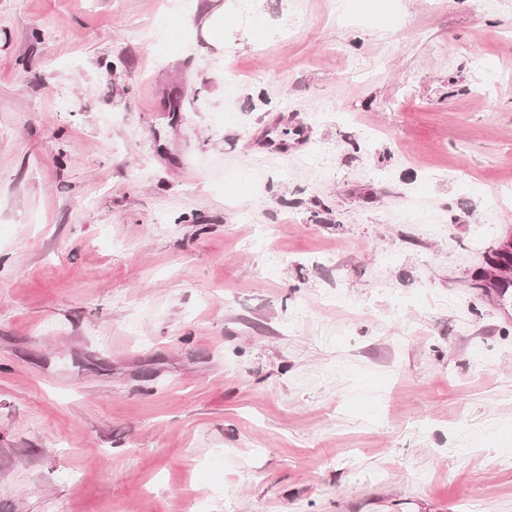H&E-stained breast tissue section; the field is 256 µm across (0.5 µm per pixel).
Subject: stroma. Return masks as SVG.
<instances>
[{
    "instance_id": "35a3bbf8",
    "label": "stroma",
    "mask_w": 512,
    "mask_h": 512,
    "mask_svg": "<svg viewBox=\"0 0 512 512\" xmlns=\"http://www.w3.org/2000/svg\"><path fill=\"white\" fill-rule=\"evenodd\" d=\"M510 247L512 0H0V512H512Z\"/></svg>"
}]
</instances>
